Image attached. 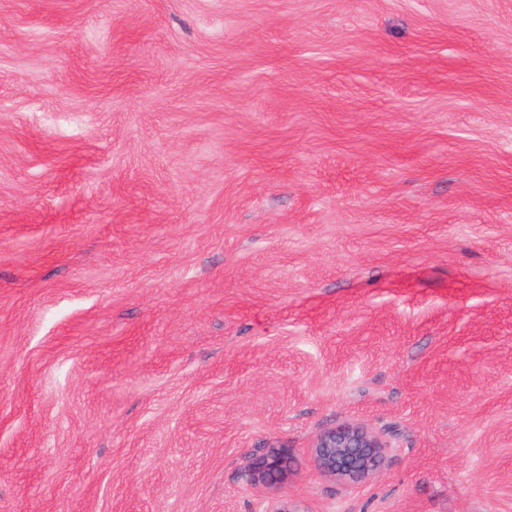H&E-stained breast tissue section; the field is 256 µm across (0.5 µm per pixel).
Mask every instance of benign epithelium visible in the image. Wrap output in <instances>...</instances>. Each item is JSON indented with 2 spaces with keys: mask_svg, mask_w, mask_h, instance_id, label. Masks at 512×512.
Returning a JSON list of instances; mask_svg holds the SVG:
<instances>
[{
  "mask_svg": "<svg viewBox=\"0 0 512 512\" xmlns=\"http://www.w3.org/2000/svg\"><path fill=\"white\" fill-rule=\"evenodd\" d=\"M312 448L321 476L356 486L379 471L390 445L362 423H345L317 435ZM280 475V452L272 448L254 467L253 481L272 484Z\"/></svg>",
  "mask_w": 512,
  "mask_h": 512,
  "instance_id": "1",
  "label": "benign epithelium"
}]
</instances>
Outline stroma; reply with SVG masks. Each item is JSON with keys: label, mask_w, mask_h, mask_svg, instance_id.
<instances>
[{"label": "stroma", "mask_w": 512, "mask_h": 512, "mask_svg": "<svg viewBox=\"0 0 512 512\" xmlns=\"http://www.w3.org/2000/svg\"><path fill=\"white\" fill-rule=\"evenodd\" d=\"M288 501L512 512V0H0V512ZM312 448L321 476L356 486L379 471L391 446L364 424L345 423L317 435ZM253 481L262 484H272L281 475V458L277 448H272L253 469Z\"/></svg>", "instance_id": "35a3bbf8"}]
</instances>
